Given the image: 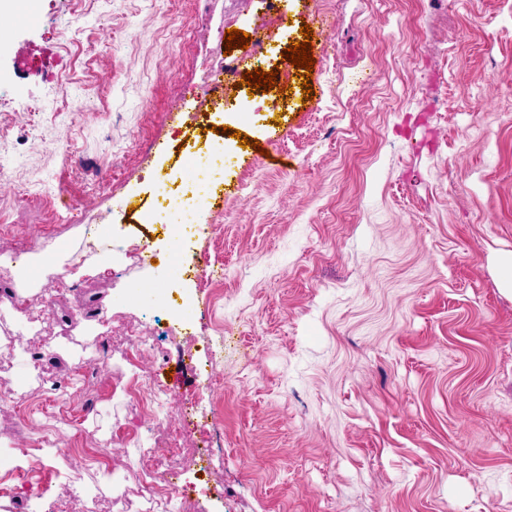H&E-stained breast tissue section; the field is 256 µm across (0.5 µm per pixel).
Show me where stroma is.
<instances>
[{
  "instance_id": "stroma-1",
  "label": "stroma",
  "mask_w": 512,
  "mask_h": 512,
  "mask_svg": "<svg viewBox=\"0 0 512 512\" xmlns=\"http://www.w3.org/2000/svg\"><path fill=\"white\" fill-rule=\"evenodd\" d=\"M12 13L0 512L36 498L162 512L140 493L156 432L131 387L148 367L176 393L172 421L221 436L180 460L187 512H512V294L498 271L512 253V0H15ZM305 23L312 100L293 73L287 93L254 95L228 74L223 109L198 115L233 130L224 209L199 218L221 230L174 258L164 224L144 218L154 177L192 183L208 144L178 106L212 98L203 72L226 57L277 65ZM259 27L260 57L223 53L219 33ZM54 192L98 214L96 252L89 228L55 220ZM131 230L146 265L112 257ZM75 256L88 274L54 292L39 260ZM216 261L224 278L206 284ZM130 324L159 331V350L129 352ZM43 435L53 454L34 451Z\"/></svg>"
}]
</instances>
